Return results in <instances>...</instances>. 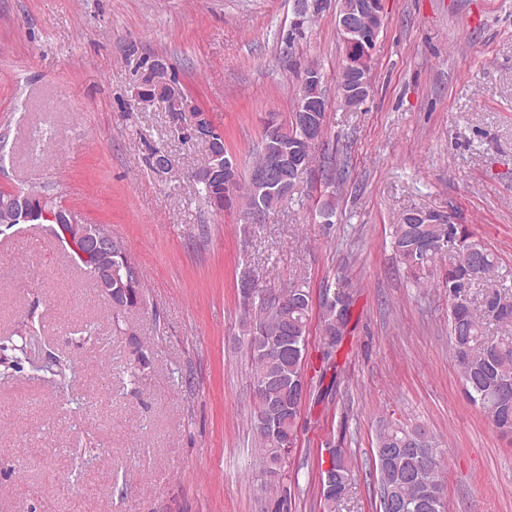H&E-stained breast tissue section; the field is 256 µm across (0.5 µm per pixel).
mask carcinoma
Instances as JSON below:
<instances>
[{
	"label": "carcinoma",
	"instance_id": "cac0c4a2",
	"mask_svg": "<svg viewBox=\"0 0 512 512\" xmlns=\"http://www.w3.org/2000/svg\"><path fill=\"white\" fill-rule=\"evenodd\" d=\"M298 135L293 119L283 122L275 113L264 130L261 148L252 167L272 159L268 152L271 127ZM207 204L217 211L233 207L217 185L201 189ZM434 236L431 224H395L392 226V248L413 282L420 285L433 273L441 252L429 249ZM447 241L458 242V251L448 261L445 278L451 305L448 314V336L468 401L487 414L503 436L512 437V340L490 343L484 336V322L474 313L468 300L473 281L480 274L493 271L496 258L487 246L474 238L461 224H449ZM119 282L112 283L121 303H144L143 273L135 268L132 284L125 285V272L119 270ZM249 299L252 316L240 319L242 335L247 337L253 383L262 386L255 396V434L263 465L271 473L280 469L286 458L284 449L294 445L296 423L300 414L301 382H309L306 334L310 310V289L296 283L277 293L257 296L248 284L240 290ZM288 301V310L274 311L276 298ZM352 296L346 294L343 304L324 302L320 329L334 339L333 350L320 357L321 369H337V357L346 339L340 326H349ZM487 312L499 322H512V297L495 295L487 301ZM376 448L390 449L389 456L375 455L376 474L380 486L379 512H447L445 480L437 441L422 425H391L376 436ZM330 482L320 488L323 512H336V504L351 486V469L340 450L330 451Z\"/></svg>",
	"mask_w": 512,
	"mask_h": 512
}]
</instances>
